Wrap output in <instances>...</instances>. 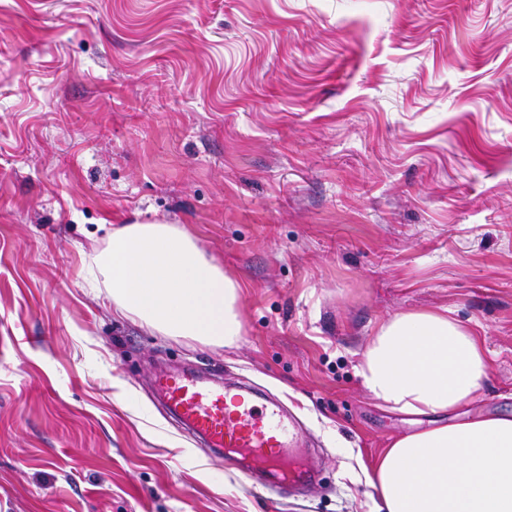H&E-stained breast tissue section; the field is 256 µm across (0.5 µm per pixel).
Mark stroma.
<instances>
[{
  "label": "stroma",
  "instance_id": "35a3bbf8",
  "mask_svg": "<svg viewBox=\"0 0 512 512\" xmlns=\"http://www.w3.org/2000/svg\"><path fill=\"white\" fill-rule=\"evenodd\" d=\"M155 220L241 282L233 348L86 288L103 225ZM418 310L485 347L441 422L512 416V0H0V512H371L432 423L356 369ZM183 366L279 396L321 483L269 498L179 432Z\"/></svg>",
  "mask_w": 512,
  "mask_h": 512
}]
</instances>
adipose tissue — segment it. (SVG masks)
<instances>
[{"mask_svg":"<svg viewBox=\"0 0 512 512\" xmlns=\"http://www.w3.org/2000/svg\"><path fill=\"white\" fill-rule=\"evenodd\" d=\"M85 280L107 289L120 315L166 336L230 348L243 332L241 284L175 224L112 227ZM357 374L391 410L438 416L480 393L487 360L480 339L447 313L409 311L380 326ZM368 483L373 512H512V417L406 435Z\"/></svg>","mask_w":512,"mask_h":512,"instance_id":"obj_1","label":"adipose tissue"}]
</instances>
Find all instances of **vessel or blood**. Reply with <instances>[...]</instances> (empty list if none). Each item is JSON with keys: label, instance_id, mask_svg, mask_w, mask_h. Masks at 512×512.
<instances>
[{"label": "vessel or blood", "instance_id": "b4317fda", "mask_svg": "<svg viewBox=\"0 0 512 512\" xmlns=\"http://www.w3.org/2000/svg\"><path fill=\"white\" fill-rule=\"evenodd\" d=\"M155 387L198 444L225 450L233 464L248 460L244 475L252 484L282 497L314 484L315 471L300 462V435L279 401L242 404L240 388L193 370L161 372Z\"/></svg>", "mask_w": 512, "mask_h": 512}]
</instances>
